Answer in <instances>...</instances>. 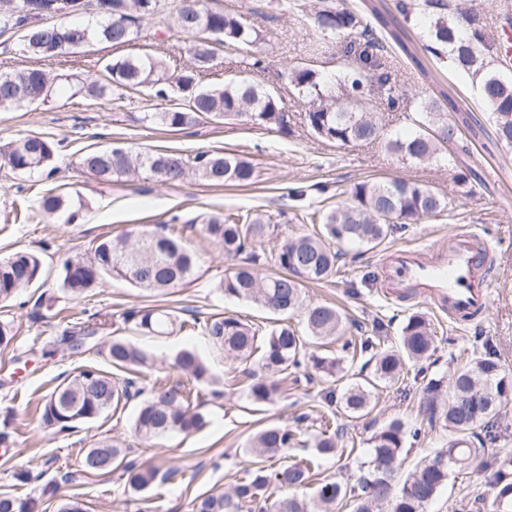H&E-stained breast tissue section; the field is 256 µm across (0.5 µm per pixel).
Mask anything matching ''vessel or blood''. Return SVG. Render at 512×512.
Returning <instances> with one entry per match:
<instances>
[{
    "mask_svg": "<svg viewBox=\"0 0 512 512\" xmlns=\"http://www.w3.org/2000/svg\"><path fill=\"white\" fill-rule=\"evenodd\" d=\"M492 253L466 231L457 232L447 249L402 252L384 271L388 290L418 296L449 316L484 309L490 297Z\"/></svg>",
    "mask_w": 512,
    "mask_h": 512,
    "instance_id": "obj_1",
    "label": "vessel or blood"
}]
</instances>
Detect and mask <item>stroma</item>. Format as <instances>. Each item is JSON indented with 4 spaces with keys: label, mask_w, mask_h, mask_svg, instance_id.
Returning a JSON list of instances; mask_svg holds the SVG:
<instances>
[{
    "label": "stroma",
    "mask_w": 512,
    "mask_h": 512,
    "mask_svg": "<svg viewBox=\"0 0 512 512\" xmlns=\"http://www.w3.org/2000/svg\"><path fill=\"white\" fill-rule=\"evenodd\" d=\"M387 17L403 27L410 39L414 59L394 53L397 86L404 97L417 92L437 97L447 94L455 106L449 121L472 118L462 137L469 148L465 158L472 175L458 180L453 161L439 159L415 165L399 161L376 144L338 146L313 139L301 122L304 105L285 84L284 71L316 55L318 60L339 63L342 37L316 41L305 11L288 9L272 13L269 0H215L218 7L248 17L260 26L264 38L254 53L220 49L209 69L200 75V88L221 87L231 81L248 80L277 94L285 102L294 133L282 137L254 125L202 123L187 129L146 127L141 113L164 110L169 103L139 91H125L119 101L74 99L68 85L61 84L45 103L20 110H0V140L22 134L48 136L56 146L53 175H19L0 166V256L18 249L42 252L44 284L18 295L0 308V321L12 322L17 335L12 345L0 352V423L8 425L9 450L0 449V491L32 498L38 512H56V499L44 496L45 484L58 482L59 493L82 501L86 512H191L192 499L208 491L230 490L253 466L249 449L251 436L265 423H292L305 414L299 425V441L274 459V466L317 458L314 439L327 407L320 385L305 381L289 383L282 398L260 408L251 406L242 385L232 379L241 375L243 363L224 356L203 331L204 320L232 314L259 330L271 328L272 315L244 300L225 296L218 284L231 267L221 245L204 232L202 217L251 209L271 219L270 233L262 249L277 250L286 239L312 233L309 215L330 209L345 200L358 181L409 179L428 186L448 203L441 215L394 230L377 247L363 254H341L337 273L330 281L305 286V305L335 304L344 314L339 338L320 345L307 340L308 351L336 357L344 342L369 336L373 318L388 324L386 345L398 346L406 318L419 313L426 317L434 345L428 360L412 363L404 382L380 390L374 411L356 421L338 416L333 428L339 452L317 458L314 483L336 479L354 483L359 461L351 448H364L366 439L392 417L405 418L420 427L417 439L407 440L404 469L443 447L447 430L429 422L419 410L431 378L451 376L470 359L476 340L493 344L506 369L512 370V148L495 145L493 124L475 83L450 59L435 58L426 49L427 28L418 15L403 16L398 0H375ZM128 53L148 52L167 67L179 70L189 65L187 38L174 30L160 31L156 22L144 20L142 34L127 48ZM114 50L110 44L92 42L68 51L46 65L64 74H87L100 69ZM264 61L262 71L252 70L251 55ZM122 142L138 151L169 150L194 155L216 150L248 158L255 166V179L248 186L210 185L196 176L168 185L127 175L109 184L98 183L77 163L84 149ZM309 187L303 201L288 195L291 188ZM65 192L77 199L72 223L46 215L37 199L47 190ZM135 228L172 232L197 252L200 261L192 279L164 297L150 298L129 284L105 279L86 295L73 298L59 286L63 263L77 254L88 253L99 239ZM468 230L496 256L489 272L493 282L490 300L474 318L451 320L427 303L386 294L381 288L383 268L395 252L423 246L447 247L457 231ZM154 304L174 311L181 331L168 336H140L123 320L125 311ZM98 325L99 331L85 347L68 349L66 332ZM115 337L130 339L153 355L151 368L139 370L144 386L164 383L189 386L190 381L173 365L175 355L188 349L206 363L216 386L195 387L203 402L207 423L192 434L173 433L144 444L131 429L133 404L109 409L101 417L76 424L64 432H53L40 423L39 407L67 375L92 365L106 370L110 364L99 349ZM112 439L128 448L129 460L140 465L159 464L175 469V476L160 481L142 493L132 492L121 470L88 474L81 468L87 448L102 439ZM27 469L38 476L25 483L16 477ZM70 482H62L64 474ZM431 512H492L491 498L481 474L452 476L431 507Z\"/></svg>",
    "instance_id": "stroma-1"
}]
</instances>
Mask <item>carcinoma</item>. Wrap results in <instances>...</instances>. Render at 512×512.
Returning <instances> with one entry per match:
<instances>
[{"mask_svg":"<svg viewBox=\"0 0 512 512\" xmlns=\"http://www.w3.org/2000/svg\"><path fill=\"white\" fill-rule=\"evenodd\" d=\"M166 0H86L85 9L99 17L97 27L89 28L51 23L61 18L59 0H0V35L16 30L23 37V51L43 60H52L69 50L82 48L94 40L120 48L138 39L141 22L151 18L171 25L190 39L191 65L168 73L165 63L148 54L117 56L107 60L101 70L83 77L67 75L72 97L104 98L116 87L146 90L155 98L176 100V107L164 112H144L143 124L186 129L200 122L238 121L261 126L282 137L293 132L291 117L281 98L257 84L230 82L221 88L201 90L198 76L206 71L221 47L250 52L262 40V30L243 16L214 7L209 0H179L173 14L164 13ZM406 17L419 14L426 20L428 49L439 55L448 50L458 68L479 81L480 96L490 111L496 144L512 147V79L496 66L504 54L501 42L490 39L484 20L465 7L461 0H398ZM381 18L371 3L346 0H315L311 22L323 37L343 35L344 57H354V65H336L327 74L314 60L288 68L283 77L305 105L302 123L322 142L338 145L378 143L387 152L409 164L431 161L444 151L448 156L468 152L458 125L448 122L442 101L421 97L411 117L416 127L407 136L384 132L386 112H407L408 102L399 94L396 80L383 61L387 49L397 47L408 56L413 52L401 29L376 33L366 13ZM58 76L39 68L0 73V109H21L46 102ZM378 103L366 107L370 95ZM0 160L21 174L54 173V145L49 137L25 134L0 143ZM78 164L98 180L142 174L156 182L175 185L189 173L210 184L234 182L246 185L254 180L253 164L224 152L201 151L189 158L168 150L136 152L117 144L91 148ZM47 214H67L69 197L48 193L40 201ZM448 203L430 188L406 179L389 182L364 180L355 183L348 199L318 215L321 228L307 235L284 241L277 252L267 255L257 249L268 233L269 221L250 210L213 214L205 222L207 236L221 244L224 258L236 261L225 274L219 288L224 294L243 298L281 316L279 323L262 341L253 328L232 315L217 317L204 324L213 344L233 359L251 361L245 371L249 380L247 400L252 405L274 403L288 376L306 364L321 377L351 372L341 393L334 388L321 390L323 403L343 415L358 419L369 415L380 389L404 377L405 363L428 357L432 347L430 324L420 314L410 315L401 328L400 349L384 347L387 324L373 320V336L359 344L346 342L338 359L312 354L302 362L304 341L288 325V316L303 308L302 290L306 283H322L336 273L338 253L333 245L351 249L374 248L398 224H416L447 210ZM276 272L259 276L257 268L268 261ZM199 263L198 255L181 241L159 232L132 230L108 236L97 242L87 258L66 261L60 273V287L79 297L112 278L131 284L154 296L189 281ZM39 253L17 250L0 258V303H7L23 290L36 285L43 276ZM308 333L314 339L338 334L342 314L333 305H312L304 315ZM131 330L145 336L170 334L176 327L172 314L157 306H145L127 313ZM112 368L133 372L149 368L153 357L124 338H114L101 349ZM174 366L198 384H212L209 369L200 356L183 350ZM425 412L431 422L441 421L453 434L448 447L438 448L422 459L406 476L400 475L404 463L406 438L419 437L420 429L400 417L389 420L367 439L366 460L360 462L362 474L355 483L343 486L335 481L321 483L310 499L298 491L312 482L314 463H293L271 469L261 460L272 459L293 447L297 428L269 423L250 440L259 461L247 478L229 492L198 495L193 512H322L339 499L349 498L354 512H429L448 478L468 469L485 447L497 441L500 412L512 402V373L501 364L497 352L488 345L449 379L429 380ZM133 398L139 399L132 421L136 437L151 442L168 434L191 433L206 422L203 405L193 403L190 393L178 387L155 384L145 389L133 378L98 368H85L57 385L40 405L43 426L64 431L79 422L98 419L112 407ZM315 448L322 456L336 454V439L322 431ZM129 449L118 442L101 441L85 452L81 466L88 473L121 467L128 485L144 492L159 477V467H136L126 461ZM487 487L493 493V512H512V454L496 456L482 463ZM291 490L293 494L275 497L269 488ZM36 500L0 493V512H34Z\"/></svg>","mask_w":512,"mask_h":512,"instance_id":"cac0c4a2","label":"carcinoma"}]
</instances>
